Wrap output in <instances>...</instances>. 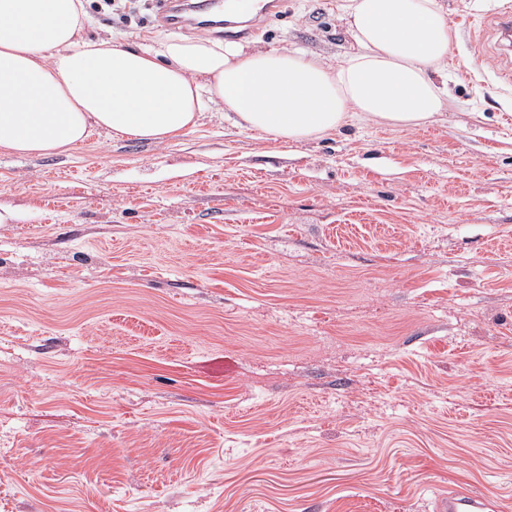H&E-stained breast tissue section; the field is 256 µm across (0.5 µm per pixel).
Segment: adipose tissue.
Masks as SVG:
<instances>
[{
    "instance_id": "1",
    "label": "adipose tissue",
    "mask_w": 512,
    "mask_h": 512,
    "mask_svg": "<svg viewBox=\"0 0 512 512\" xmlns=\"http://www.w3.org/2000/svg\"><path fill=\"white\" fill-rule=\"evenodd\" d=\"M338 10L351 49L333 63L204 36L144 51L84 36L82 0H0V147L55 156L100 130L165 144L210 103L284 143L352 122L437 121L455 41L441 0H345Z\"/></svg>"
}]
</instances>
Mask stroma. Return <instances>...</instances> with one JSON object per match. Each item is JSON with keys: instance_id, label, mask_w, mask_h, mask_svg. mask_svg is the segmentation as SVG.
<instances>
[{"instance_id": "obj_1", "label": "stroma", "mask_w": 512, "mask_h": 512, "mask_svg": "<svg viewBox=\"0 0 512 512\" xmlns=\"http://www.w3.org/2000/svg\"><path fill=\"white\" fill-rule=\"evenodd\" d=\"M337 2L246 42L342 60ZM500 2L443 0L438 124L0 147V512H434L460 483L512 512ZM85 8L90 38L199 34Z\"/></svg>"}]
</instances>
